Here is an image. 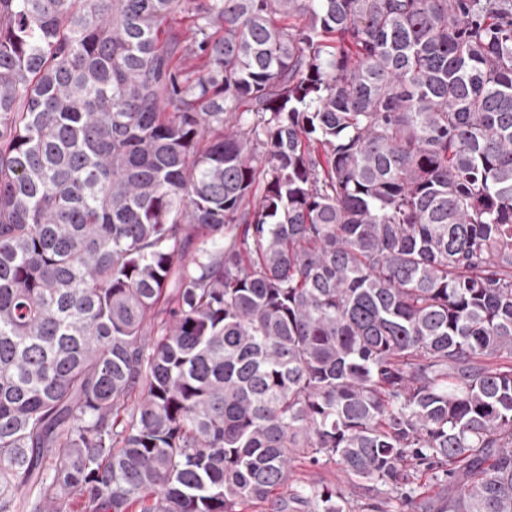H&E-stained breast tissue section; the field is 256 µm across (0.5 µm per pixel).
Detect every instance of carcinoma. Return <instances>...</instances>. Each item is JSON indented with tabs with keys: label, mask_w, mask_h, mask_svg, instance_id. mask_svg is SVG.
<instances>
[{
	"label": "carcinoma",
	"mask_w": 512,
	"mask_h": 512,
	"mask_svg": "<svg viewBox=\"0 0 512 512\" xmlns=\"http://www.w3.org/2000/svg\"><path fill=\"white\" fill-rule=\"evenodd\" d=\"M299 453L512 512V0H0V512Z\"/></svg>",
	"instance_id": "cac0c4a2"
}]
</instances>
